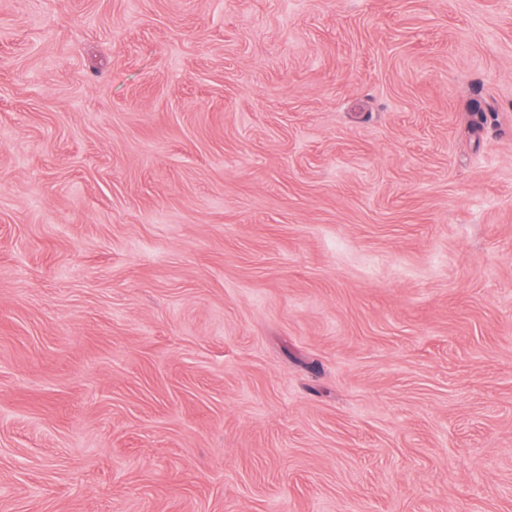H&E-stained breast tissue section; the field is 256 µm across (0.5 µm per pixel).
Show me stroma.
<instances>
[{"instance_id": "obj_1", "label": "stroma", "mask_w": 512, "mask_h": 512, "mask_svg": "<svg viewBox=\"0 0 512 512\" xmlns=\"http://www.w3.org/2000/svg\"><path fill=\"white\" fill-rule=\"evenodd\" d=\"M0 512H512V0H0Z\"/></svg>"}]
</instances>
